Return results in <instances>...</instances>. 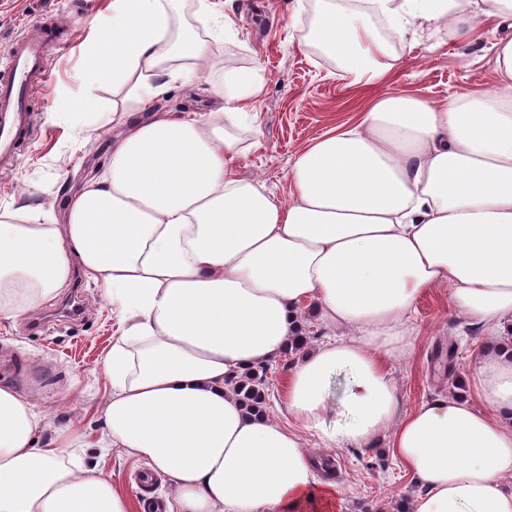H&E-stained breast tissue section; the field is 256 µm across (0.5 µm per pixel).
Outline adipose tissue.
<instances>
[{"label":"adipose tissue","instance_id":"obj_1","mask_svg":"<svg viewBox=\"0 0 512 512\" xmlns=\"http://www.w3.org/2000/svg\"><path fill=\"white\" fill-rule=\"evenodd\" d=\"M510 34L499 88L434 103L384 90L394 38L428 24L456 39L474 19ZM162 0H112V22L82 47L92 78L111 75L139 109L116 123L107 173L66 199L62 223L35 207L0 213V314L55 295L81 267L119 312L105 362L101 451L122 448L172 483L167 512H334L305 435L328 448L391 430L390 448L425 491L412 512H512V0H323L309 39L353 84L381 91L355 118L301 148L289 201L239 178L249 150L244 102L258 71L231 69L217 111L151 109L157 79L208 42H171ZM446 286L488 342L475 400L448 394L401 414L383 361L413 346L423 293ZM349 337L307 348L288 380L291 423L246 408L234 384L285 354L310 320ZM349 374V420L327 426L331 381ZM45 419L0 384V512H130L100 471L75 461L70 431L40 445Z\"/></svg>","mask_w":512,"mask_h":512}]
</instances>
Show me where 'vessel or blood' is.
I'll return each mask as SVG.
<instances>
[{
    "label": "vessel or blood",
    "instance_id": "b4317fda",
    "mask_svg": "<svg viewBox=\"0 0 512 512\" xmlns=\"http://www.w3.org/2000/svg\"><path fill=\"white\" fill-rule=\"evenodd\" d=\"M55 34L37 24L0 51V170L19 161V146L33 127L31 100L45 73L46 52Z\"/></svg>",
    "mask_w": 512,
    "mask_h": 512
}]
</instances>
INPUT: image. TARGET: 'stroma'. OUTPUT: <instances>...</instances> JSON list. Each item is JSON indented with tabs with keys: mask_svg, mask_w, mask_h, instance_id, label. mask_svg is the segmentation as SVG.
Returning <instances> with one entry per match:
<instances>
[{
	"mask_svg": "<svg viewBox=\"0 0 512 512\" xmlns=\"http://www.w3.org/2000/svg\"><path fill=\"white\" fill-rule=\"evenodd\" d=\"M232 23L228 39L211 44L207 74L193 93L180 81H167L153 105L184 115L209 112L221 104L228 68L260 69L263 92L255 104L260 133L242 158L239 176L260 180L278 200L288 198V173L295 153L330 127L354 117L372 96V89L351 86L348 76L329 55L317 52L305 29L319 0H219ZM172 33L205 39L210 34L198 0H170ZM112 15V0H0V49L32 24L60 23L62 32L49 45L44 82L32 101L35 124L21 147L14 170L0 172V211L31 203L54 218L63 215L67 190L103 174L112 152V136L103 129L86 135L87 123L73 112L77 97L97 100L100 111L135 110L126 88L111 78L88 79L82 46L101 36ZM501 29L478 19L464 40L426 30L390 40L398 66L386 78L392 90L440 102L496 87L492 61ZM79 289L83 314L60 319L56 308L69 290L47 299L27 313L0 316V383L34 396L52 422L41 442L70 427L82 448L85 465L97 468L115 489L130 497L133 512H145L140 483L142 464L122 449L99 454L95 442L98 413L111 392L104 363L117 336L118 314L101 284L82 274ZM412 325L416 338L405 355L388 367L402 412L415 410L441 394L471 396V379L487 338L468 325L451 306L448 287L434 289L417 301ZM294 356L270 363L266 404L269 416L287 422L285 386ZM304 447L317 459L333 463L322 472L336 484V512H409L421 488L390 451L389 435L356 448H326L308 436Z\"/></svg>",
	"mask_w": 512,
	"mask_h": 512,
	"instance_id": "1",
	"label": "stroma"
}]
</instances>
